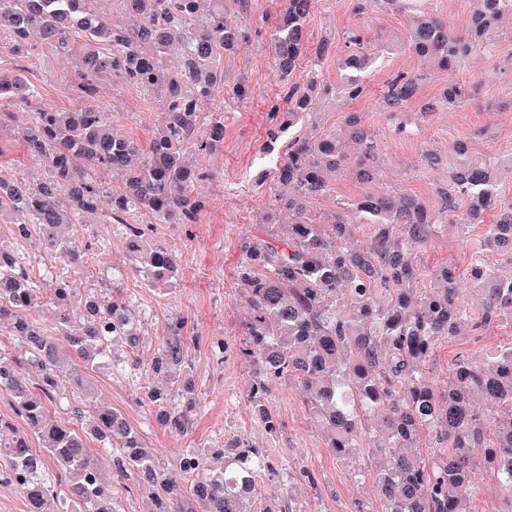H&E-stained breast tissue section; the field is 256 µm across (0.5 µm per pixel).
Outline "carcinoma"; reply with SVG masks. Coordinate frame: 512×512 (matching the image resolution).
<instances>
[{
    "label": "carcinoma",
    "mask_w": 512,
    "mask_h": 512,
    "mask_svg": "<svg viewBox=\"0 0 512 512\" xmlns=\"http://www.w3.org/2000/svg\"><path fill=\"white\" fill-rule=\"evenodd\" d=\"M95 0H0V35L9 33L14 54L32 50L36 32L41 44L68 52L75 38L85 49L84 69L75 83L85 98L95 97L94 78L107 70L120 72L148 96L165 101L159 128L147 147L112 132L110 113L102 104L86 103L75 112L38 109L18 133L25 152L44 164L49 178L36 185L0 175V217L7 214L19 235L34 230L52 252L73 263L83 246L65 235L63 227L95 214L104 185L90 168L127 174L122 190L110 195L106 223L122 236L131 259L155 283L175 276L171 254L151 247L137 218L146 214L156 224H194L203 200L191 185L207 178L196 166L198 155L224 142V124L212 123L199 135L198 103L210 97L221 74L217 62L224 49L248 37V31L224 22V0H209L200 21L203 0H123L139 16L132 31L114 28L91 8ZM469 32L455 34L436 17L421 15L409 33L413 53L424 63L451 71L472 49L487 50L486 33L512 0H479ZM311 0H285L283 20L274 38L278 69L289 75L296 68L304 39L303 23ZM366 32L348 33L351 53L338 61L348 98L364 91L360 73L370 63L363 48ZM173 44L181 48L182 66L169 68L163 54ZM424 73L399 74L382 90L380 107L396 114L412 99ZM36 88L23 77L0 78V108L29 107ZM284 100L292 104L280 128L291 127L311 100L300 85H286ZM470 99V88L448 82L442 102L458 107ZM381 149L361 116L352 112L345 132L323 131L288 141L287 157L269 185L274 215L261 216L257 233L240 244V301L249 310L243 356L258 366L251 402L269 431L277 421L265 406L271 380L299 381L309 392L310 414L325 434L327 447L342 460L367 448L384 458L376 484L385 512H473L476 491L474 448L489 449L493 473L512 489V344L490 356L457 358L452 379L439 387L421 368L434 346L465 329L483 332L512 322V277H499L473 258L470 281L481 291L474 309L465 300L455 268L430 271L412 249L438 230L430 202L407 195L367 194L321 223L307 204L330 193L328 172H350L368 183L380 172ZM500 162L495 157L473 159L458 145L448 184L438 189L439 212L462 231L485 225L483 247L500 249L512 265V200L498 188ZM492 222L485 223V216ZM372 226L365 243L355 237L358 224ZM10 285L0 297V324L10 326L17 353L0 354V389L13 397L16 414L27 432H16L0 417V457L8 470L23 473L19 487L32 512H117L112 482L131 476L155 489L153 512H247L249 484L266 466L265 456L248 441L235 447L236 458L216 471L210 459L222 449L182 452L172 468L160 464L140 434L111 408L59 391L65 368L83 388V370L115 368L112 341L135 343V322L121 302L81 294L67 279L50 289L51 326L37 319L44 288L14 257L0 250V282ZM81 303L87 321L81 333L70 332L69 311ZM69 340L80 364L60 357L54 337ZM29 365L40 377L29 383L21 369ZM185 323L171 322L157 347L151 369L156 373L187 370ZM159 423L174 434L188 432L186 413L161 385L148 392ZM121 443L112 445V437ZM432 436L442 448L431 464L420 462L410 449ZM43 441L44 454L31 440ZM112 453V472H104L88 443Z\"/></svg>",
    "instance_id": "cac0c4a2"
}]
</instances>
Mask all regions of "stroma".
<instances>
[{
	"label": "stroma",
	"mask_w": 512,
	"mask_h": 512,
	"mask_svg": "<svg viewBox=\"0 0 512 512\" xmlns=\"http://www.w3.org/2000/svg\"><path fill=\"white\" fill-rule=\"evenodd\" d=\"M283 0H248L239 7L230 0L228 22L250 28L251 38L222 55V80L211 96L200 104L205 122L224 124V142L197 163L207 170V180L193 188L205 206L194 224H155L151 238L177 259V273L167 284L149 282L132 262L121 236L101 215L87 216L83 223L67 227L68 235L99 244L104 268H72L44 249L38 234L17 238L14 226L0 221V247L23 255L51 285L56 274L74 280L78 288L92 290L108 300L129 305L138 323L140 340L136 347L116 342L122 356L137 358L148 365L154 349L177 317L187 321L188 359L194 381V400L187 409L189 432L176 436L156 423L146 392L155 378L144 374L138 380L100 369L88 379L100 403L122 415L136 429L158 459L172 466L178 455L190 447L219 448L245 439L262 450L267 466L260 471L249 501L251 512H281L291 504L294 512H350L361 501L371 512L383 505L373 482L376 457L361 455L357 463L336 458L326 448L324 438L311 419L305 394L295 381L274 382L266 405L279 425L269 433L253 408L249 394L256 375L255 365L240 357L242 325L248 311L237 301V266L240 242L249 236L260 215L273 202L267 184L286 157L288 139L313 130L340 129L350 112L362 113L385 155L379 181L364 184L348 175L332 176V192L317 200L312 209L318 220L330 221L338 206L369 192L416 194L435 200L437 189L447 180V162L456 140H465L476 157L512 155V16L501 20L493 32L491 51L476 50L454 72L428 70L417 95L403 107L408 120L398 130L390 113L380 109L377 99L382 87L397 74L413 72L418 62L406 46L414 9L396 4H376L367 0L360 14H353L345 0H312L306 19L305 41L309 47L301 55L290 79H283L274 64L275 22ZM368 31L364 51L372 59L364 73L365 92L350 100L337 94L341 82L336 60L346 50L345 36L353 24ZM328 42L329 53L321 64H313L311 50ZM81 65L79 55L42 46L16 56L0 52L1 74H23L39 91L36 104L55 111L78 109L82 101L72 88L71 78ZM471 83L469 104L446 109L438 106L449 79ZM309 85L313 107L290 132L270 139V112L285 108L286 81ZM247 84L248 96L235 97L239 84ZM96 100L112 114V127L119 135L139 142L152 137L160 120V98L145 96L118 72L99 76ZM29 120L25 108L14 109L0 128V170L5 175L39 183L45 180L43 165L27 157L17 132ZM441 156L442 166L424 165L425 152ZM483 234L479 224L467 235L447 229L417 248V257L428 268L450 264L466 274L473 253H480L485 267L502 276H512L492 250L478 251ZM512 343V323H504L475 335L461 336L437 344L427 366L429 377L444 383L458 356L492 353ZM473 457L478 464L479 492L472 501L475 512H512V492L488 470L484 449Z\"/></svg>",
	"instance_id": "35a3bbf8"
}]
</instances>
